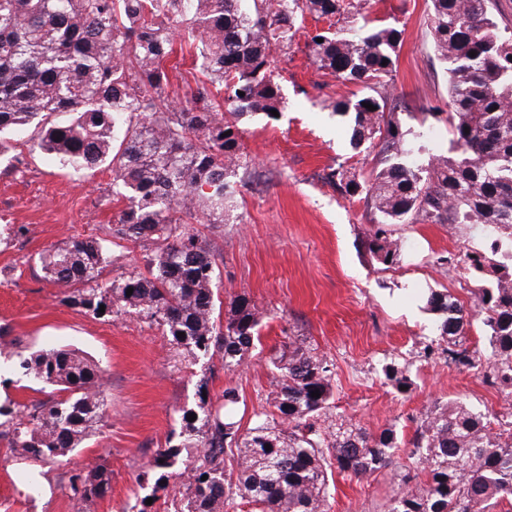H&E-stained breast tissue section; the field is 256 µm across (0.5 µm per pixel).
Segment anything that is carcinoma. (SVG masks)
Instances as JSON below:
<instances>
[{"label":"carcinoma","instance_id":"obj_1","mask_svg":"<svg viewBox=\"0 0 512 512\" xmlns=\"http://www.w3.org/2000/svg\"><path fill=\"white\" fill-rule=\"evenodd\" d=\"M366 0H0V153L27 146L73 172L102 168L112 196L123 202L103 238H71L40 254L46 278L62 302L99 314L135 313L171 344L203 356L224 352V368L242 364L260 342L261 315L246 296L233 313L216 315L220 270L197 224L229 219L239 172L247 168L239 123L275 119L284 97L271 65L292 48L306 17L325 26L307 30L318 70L361 95L331 102L350 118V144L374 149L369 177L341 166L327 179L365 202L376 218L365 248L386 268L399 263L402 240L391 225L470 224L478 244L437 259L464 267L481 283L467 312L448 290L429 289L427 310L438 315L436 339L418 356L444 355L480 370L512 399V43L494 18L495 0H430L434 52L448 72L449 157L410 161L424 134H411L388 110L394 55L404 30L375 23ZM360 23L345 33V23ZM192 49L202 75L190 96L169 100L166 62L176 38ZM323 42H317V39ZM476 55H470V52ZM388 63H383V60ZM369 103L371 111L364 107ZM148 242L146 272L105 282L112 247ZM133 293L126 294L127 289ZM478 316L490 354L466 346ZM184 336H178V333ZM408 362H390L384 375L395 390L410 388ZM25 374L63 393L30 406L0 405V437L33 462L69 459L105 419L102 368L68 347L20 357ZM269 408L241 432L239 390L224 402L178 410V440L168 439L137 481L158 474L153 492L168 490V470L181 455L180 512H326L328 469L367 477L392 464L400 446L391 427L371 433L352 423L326 426L334 400L327 359L304 340L288 337L270 357ZM317 390L320 397L311 396ZM196 413V420H187ZM417 475L386 512H492L512 507V411L476 410L464 401L434 408L410 441ZM112 471L97 464L70 478L86 506L111 487Z\"/></svg>","mask_w":512,"mask_h":512}]
</instances>
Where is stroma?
<instances>
[{
  "mask_svg": "<svg viewBox=\"0 0 512 512\" xmlns=\"http://www.w3.org/2000/svg\"><path fill=\"white\" fill-rule=\"evenodd\" d=\"M366 10L405 31L396 49L392 105L404 128L440 131L418 158L426 164L450 148L445 116L431 113L448 101V76L432 48L429 0H367ZM274 76L286 101L278 119L240 124L250 176L237 197L238 218L201 227L221 272L222 312L243 295L264 316L260 344L232 371L222 353L193 356L136 315L96 318L62 303L38 255L75 236L104 235L121 209L111 177L77 178L26 149L0 156V403L48 399L49 391L29 388L10 365L20 352L68 346L103 368L107 409L99 429L66 462L31 464L0 439V512H127L148 495V512H174L178 477L170 478L168 494L155 495L136 476L179 431L178 410L204 399L220 404L231 384L249 410L240 425L250 427L251 411L263 410L271 391L270 352L290 334L306 337L334 365L329 423L373 433L392 427L402 442L393 464L371 477L334 473L327 512H384L400 474L415 465L409 440L416 425L435 406L462 400L481 411L506 408L482 373L417 356L421 343L435 337L437 321L421 291L445 288L461 301L470 297L466 272H445L436 259L459 251L475 229L395 225L403 255L383 268L363 245L373 221L369 208L325 178L340 165L367 175L377 164L374 154L350 147L348 123L329 108L356 93V85L322 75L302 32L289 56L277 60ZM406 360L413 385L401 394L386 383L382 366ZM97 463L111 470L112 484L89 510L73 496L69 477Z\"/></svg>",
  "mask_w": 512,
  "mask_h": 512,
  "instance_id": "35a3bbf8",
  "label": "stroma"
}]
</instances>
